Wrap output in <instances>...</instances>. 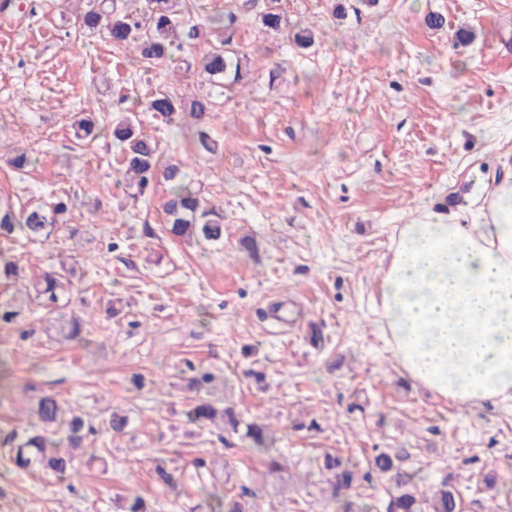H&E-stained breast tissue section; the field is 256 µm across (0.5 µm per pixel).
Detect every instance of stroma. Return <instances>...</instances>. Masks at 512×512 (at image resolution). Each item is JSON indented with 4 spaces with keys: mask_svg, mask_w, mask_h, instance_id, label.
Instances as JSON below:
<instances>
[{
    "mask_svg": "<svg viewBox=\"0 0 512 512\" xmlns=\"http://www.w3.org/2000/svg\"><path fill=\"white\" fill-rule=\"evenodd\" d=\"M228 6L196 0L187 18L195 57ZM277 7L279 33L240 14L235 46L251 71L222 89L83 30L81 0H10L0 10V199L18 209L70 201L51 243L19 238L0 243V256L20 260L30 280L75 264L64 300L87 336L58 343L39 307L21 331H0V512H120L132 491L158 512H209L210 494L243 487L253 512H335L311 464L327 451L400 452L408 468L448 474L462 512H512L502 493L512 484V401L454 405L411 382L373 303L394 226L453 196L469 205L512 150V0ZM430 12L445 30L425 26ZM301 25L316 34L306 50L286 38ZM460 28L475 32L470 45L454 43ZM167 92L211 98L217 154L196 149L191 119L175 137L145 111ZM132 107L139 133L223 213V245L170 235L168 183L135 199L110 136L76 143L83 112L107 126ZM19 150L35 159L23 171L8 163ZM246 236L254 255L239 252ZM314 334L322 344L310 343ZM190 363L212 372L214 387L189 389ZM135 373L147 379L139 392L129 389ZM36 390L95 421L130 417L125 434L85 440L75 484L17 472L3 453L13 430L31 426ZM199 400L268 425L287 469L270 472L238 436L186 424ZM92 453L108 468L87 465ZM157 457L178 491L153 479Z\"/></svg>",
    "mask_w": 512,
    "mask_h": 512,
    "instance_id": "35a3bbf8",
    "label": "stroma"
}]
</instances>
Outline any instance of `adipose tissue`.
I'll return each mask as SVG.
<instances>
[{
  "mask_svg": "<svg viewBox=\"0 0 512 512\" xmlns=\"http://www.w3.org/2000/svg\"><path fill=\"white\" fill-rule=\"evenodd\" d=\"M476 209L396 225L374 306L412 382L453 404L512 400V154Z\"/></svg>",
  "mask_w": 512,
  "mask_h": 512,
  "instance_id": "obj_1",
  "label": "adipose tissue"
}]
</instances>
